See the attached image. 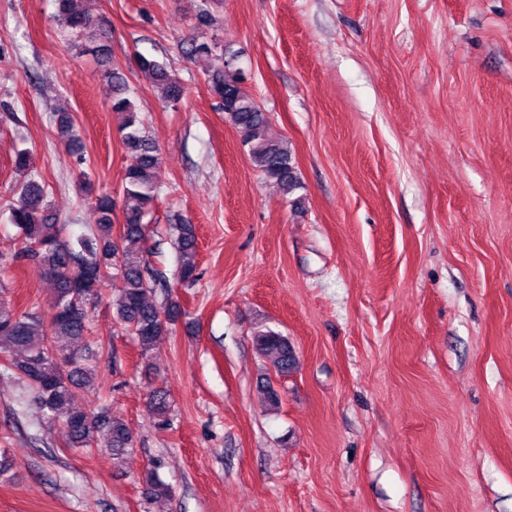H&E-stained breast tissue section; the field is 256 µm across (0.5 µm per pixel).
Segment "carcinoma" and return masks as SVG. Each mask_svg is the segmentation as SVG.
<instances>
[{
	"mask_svg": "<svg viewBox=\"0 0 512 512\" xmlns=\"http://www.w3.org/2000/svg\"><path fill=\"white\" fill-rule=\"evenodd\" d=\"M57 2L58 25L74 40L90 42L86 51L98 58L105 78L112 83V111L124 116L122 142L131 160L122 183L123 223L120 234L114 235L115 201L111 195L102 194L94 200L99 224L74 242L61 238L55 232L56 216L44 186L28 172L29 153L18 151L14 166L23 178L15 186L10 213L22 245L14 260L36 267L42 276L54 281L56 288L45 314L36 310L18 313L0 298V358L4 371L29 387L41 415L66 428L69 447L106 448L117 456L133 447L124 421L106 407L95 412L77 404L79 393L93 386L95 363L104 356L100 347L89 345V305L101 298L102 286L113 279L114 320L134 336L145 354L169 334L181 305L171 292L163 305L147 299L154 294V287H167L165 277L149 267L140 249L148 232L144 219L156 198L154 172L160 157L156 143L143 127L124 74L110 66L112 29L89 11L71 8L73 0ZM185 53L210 55L217 60L208 75L210 92L248 147L254 166L285 193L298 189L300 178L288 143L266 134V112L246 90L245 77L234 66V55L215 38H192ZM135 64L153 79L163 99L174 104L182 100L184 87L165 64L140 52ZM178 247L181 261L176 284L189 288L198 278L193 225H179ZM255 342L278 374L284 376L295 369L297 357L285 337L269 329L259 330ZM169 408L167 394L160 388L152 391L147 411L157 428L168 427ZM141 483L143 498L149 504L171 496L172 487L161 480L154 467L144 472Z\"/></svg>",
	"mask_w": 512,
	"mask_h": 512,
	"instance_id": "cac0c4a2",
	"label": "carcinoma"
}]
</instances>
